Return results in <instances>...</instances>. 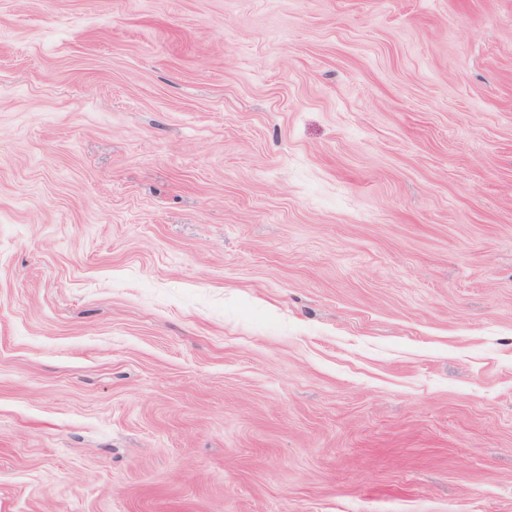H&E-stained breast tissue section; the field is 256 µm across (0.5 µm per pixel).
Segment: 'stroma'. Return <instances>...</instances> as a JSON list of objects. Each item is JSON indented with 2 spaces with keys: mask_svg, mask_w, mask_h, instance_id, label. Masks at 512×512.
Instances as JSON below:
<instances>
[{
  "mask_svg": "<svg viewBox=\"0 0 512 512\" xmlns=\"http://www.w3.org/2000/svg\"><path fill=\"white\" fill-rule=\"evenodd\" d=\"M0 512H512V0H0Z\"/></svg>",
  "mask_w": 512,
  "mask_h": 512,
  "instance_id": "35a3bbf8",
  "label": "stroma"
}]
</instances>
